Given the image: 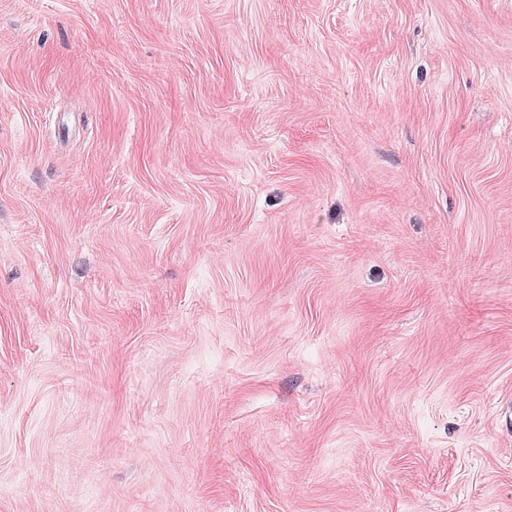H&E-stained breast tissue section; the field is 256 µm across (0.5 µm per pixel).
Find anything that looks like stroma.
Segmentation results:
<instances>
[{
	"mask_svg": "<svg viewBox=\"0 0 512 512\" xmlns=\"http://www.w3.org/2000/svg\"><path fill=\"white\" fill-rule=\"evenodd\" d=\"M512 0H0V512H512Z\"/></svg>",
	"mask_w": 512,
	"mask_h": 512,
	"instance_id": "stroma-1",
	"label": "stroma"
}]
</instances>
